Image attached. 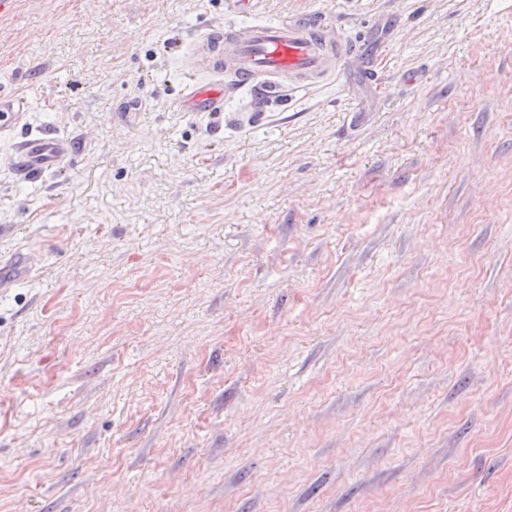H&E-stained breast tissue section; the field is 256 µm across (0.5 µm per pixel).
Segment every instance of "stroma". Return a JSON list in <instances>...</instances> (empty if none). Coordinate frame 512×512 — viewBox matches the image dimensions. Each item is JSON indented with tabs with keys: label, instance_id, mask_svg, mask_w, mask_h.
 <instances>
[{
	"label": "stroma",
	"instance_id": "1",
	"mask_svg": "<svg viewBox=\"0 0 512 512\" xmlns=\"http://www.w3.org/2000/svg\"><path fill=\"white\" fill-rule=\"evenodd\" d=\"M380 87L178 108L226 0H10L0 512H512V0H263ZM140 112L119 113L123 102ZM32 131L67 168L18 181ZM28 94L18 91L0 95V130L5 132L16 126L28 112ZM40 262L41 258L32 251H17L8 260L0 254V295L8 293L20 279L37 270Z\"/></svg>",
	"mask_w": 512,
	"mask_h": 512
}]
</instances>
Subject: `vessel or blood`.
<instances>
[{"mask_svg": "<svg viewBox=\"0 0 512 512\" xmlns=\"http://www.w3.org/2000/svg\"><path fill=\"white\" fill-rule=\"evenodd\" d=\"M260 0H229L232 12L245 16L242 24L195 35L191 56L205 79L186 86L178 107L184 112L220 115L227 88L248 87L271 100L283 99L299 86L324 85L338 78L376 81L381 38L356 44L332 38L324 17L313 14L268 22L257 19ZM28 97L20 92L0 95V130L23 119ZM73 154L70 142L49 133L23 138L15 151L14 170L23 180L63 169ZM40 257L18 251L0 258V295L37 270Z\"/></svg>", "mask_w": 512, "mask_h": 512, "instance_id": "b4317fda", "label": "vessel or blood"}]
</instances>
